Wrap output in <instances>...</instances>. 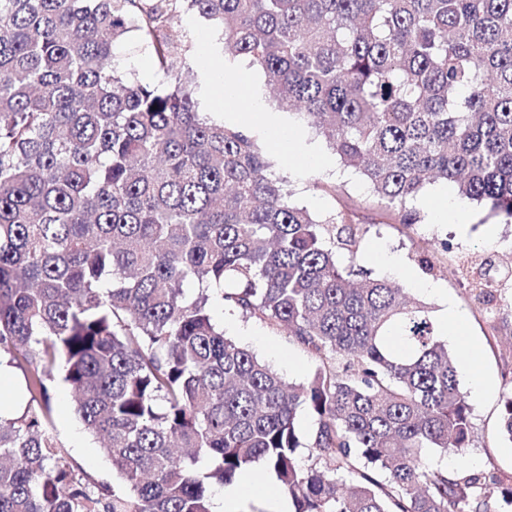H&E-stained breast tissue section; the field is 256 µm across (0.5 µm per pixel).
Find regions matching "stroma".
I'll list each match as a JSON object with an SVG mask.
<instances>
[{
    "mask_svg": "<svg viewBox=\"0 0 512 512\" xmlns=\"http://www.w3.org/2000/svg\"><path fill=\"white\" fill-rule=\"evenodd\" d=\"M178 23L185 34L182 54L194 74V92L201 112L214 123L231 126L229 116L215 111L210 102V82L224 76L248 75L250 84L236 104L237 111L249 112L261 106L266 112H280L278 132L256 127L251 137L270 159L273 177L285 182L292 201L316 217L341 211L359 224L363 235L357 254L338 250L342 265L364 269L374 278H390L407 289L409 295L427 304L438 330H445V303H452L462 316L470 339L481 348L479 369L494 387L484 398L471 402L475 445L466 459L432 450L431 461L456 470L467 468L512 479V443L500 436V402L512 390V284L500 290L493 307L474 300L469 284L459 270L465 261L479 263L492 259L503 269H512V224L493 215L488 208L473 201L464 203V220L436 216L432 209L433 193L447 191L458 198L453 184L432 182L412 201L421 217L420 223L399 224L393 209L378 199L369 183L359 173L345 166L325 138L309 126L297 112L279 111L264 73L243 57H235L224 49L219 26L199 17L194 11L180 9ZM117 68L130 78L150 85L164 81L150 45L137 35H129L115 46ZM302 137L313 145V153L278 151L276 137ZM427 255L433 271H424L418 258ZM433 282L441 293L431 296L421 292L419 282ZM214 320L242 345L253 350L278 370L286 379L301 381L310 376L316 362L287 336L255 319L213 306ZM448 348L458 359V375L462 388H469L471 369L462 348L449 342ZM50 388V405L54 433L68 458L97 482L121 487L122 482L112 468L99 442L84 430L75 411L72 393L62 374H55Z\"/></svg>",
    "mask_w": 512,
    "mask_h": 512,
    "instance_id": "stroma-1",
    "label": "stroma"
}]
</instances>
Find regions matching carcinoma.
Masks as SVG:
<instances>
[{
    "instance_id": "obj_1",
    "label": "carcinoma",
    "mask_w": 512,
    "mask_h": 512,
    "mask_svg": "<svg viewBox=\"0 0 512 512\" xmlns=\"http://www.w3.org/2000/svg\"><path fill=\"white\" fill-rule=\"evenodd\" d=\"M182 1L399 223L437 180L512 223V0H0V352L35 402L0 420V512H214L211 486L255 465L293 512H512V481L427 456L474 447L429 308L351 283L336 249L358 225L296 206L250 137L197 111ZM131 31L166 87L116 70ZM508 276L482 263L477 299ZM216 296L288 336L311 376L224 336ZM57 369L124 492L65 458ZM500 433L512 443L511 392Z\"/></svg>"
}]
</instances>
